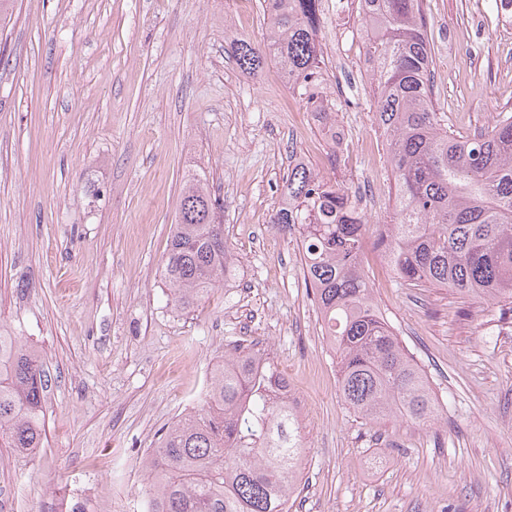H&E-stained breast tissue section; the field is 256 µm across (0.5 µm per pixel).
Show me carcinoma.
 Here are the masks:
<instances>
[{
    "mask_svg": "<svg viewBox=\"0 0 512 512\" xmlns=\"http://www.w3.org/2000/svg\"><path fill=\"white\" fill-rule=\"evenodd\" d=\"M423 2L360 0L356 15L395 187L390 223H368L354 192L305 163L289 166L271 218L299 229L305 279L337 355L344 402L370 422L418 426L436 419V402L373 301L367 250L380 252L406 286L512 304V113L469 135L451 129L434 98ZM263 14L266 44L231 43L238 68L257 76L273 57L312 111L336 125V103L317 96L320 0H263ZM206 182L203 172L184 181L162 265L182 308L231 273L221 203ZM259 355L244 339L229 345L201 405L168 425L143 458L149 512H288L302 439L297 427L288 433L290 413L275 403L288 379L271 364L249 371ZM47 385L41 353L0 326V448L31 455L43 447Z\"/></svg>",
    "mask_w": 512,
    "mask_h": 512,
    "instance_id": "cac0c4a2",
    "label": "carcinoma"
}]
</instances>
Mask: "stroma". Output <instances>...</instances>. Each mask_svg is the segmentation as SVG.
I'll return each mask as SVG.
<instances>
[{"label":"stroma","mask_w":512,"mask_h":512,"mask_svg":"<svg viewBox=\"0 0 512 512\" xmlns=\"http://www.w3.org/2000/svg\"><path fill=\"white\" fill-rule=\"evenodd\" d=\"M434 88L472 133L512 111V27L498 0H425ZM322 93L342 161L268 63L259 0H15L0 29V325L40 350L44 446L0 448V512H140V462L196 403L212 360L255 343L294 391L303 449L288 512H512V316L446 288H408L372 259L373 298L426 375L430 425L370 422L343 401L297 230L272 224L294 160L378 201L393 191L362 44L322 5ZM224 205L229 280L174 306L160 267L186 176Z\"/></svg>","instance_id":"stroma-1"}]
</instances>
